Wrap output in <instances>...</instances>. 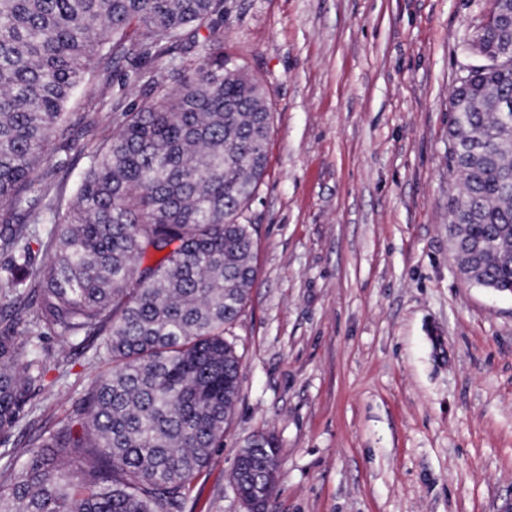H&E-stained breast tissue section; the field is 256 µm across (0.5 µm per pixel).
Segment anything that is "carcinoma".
Returning <instances> with one entry per match:
<instances>
[{
    "label": "carcinoma",
    "mask_w": 512,
    "mask_h": 512,
    "mask_svg": "<svg viewBox=\"0 0 512 512\" xmlns=\"http://www.w3.org/2000/svg\"><path fill=\"white\" fill-rule=\"evenodd\" d=\"M225 0H0V438L24 418L47 360L7 309L36 304L39 335L95 342L108 371L68 422L29 441L0 512H173L240 395V357L224 338L254 283L252 225L240 221L266 169L272 112L261 84L224 67ZM486 58L452 98L463 152L448 231L487 244L471 282L512 293V59L484 24ZM117 77L93 148L66 111L89 70ZM150 101H127L130 85ZM86 159L62 207L40 189ZM49 224L39 266L33 224ZM273 438L233 468L241 497L268 486Z\"/></svg>",
    "instance_id": "obj_1"
}]
</instances>
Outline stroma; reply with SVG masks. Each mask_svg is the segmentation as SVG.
Segmentation results:
<instances>
[{"mask_svg": "<svg viewBox=\"0 0 512 512\" xmlns=\"http://www.w3.org/2000/svg\"><path fill=\"white\" fill-rule=\"evenodd\" d=\"M489 6L227 0L224 63L274 119L242 218L241 395L174 512H245L231 473L260 434L280 448L274 512H512V294L465 281L448 241L449 100ZM40 351L0 473L106 369L78 340Z\"/></svg>", "mask_w": 512, "mask_h": 512, "instance_id": "35a3bbf8", "label": "stroma"}]
</instances>
